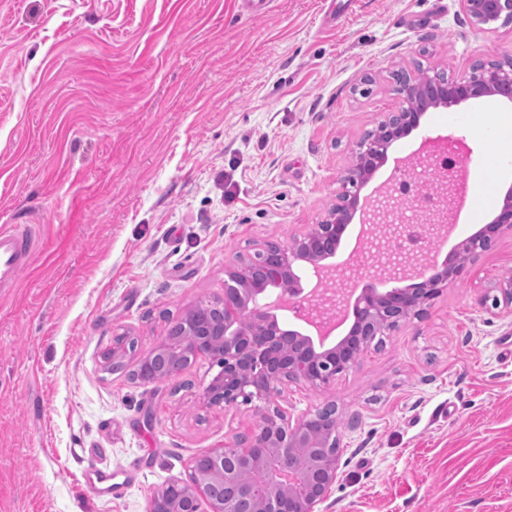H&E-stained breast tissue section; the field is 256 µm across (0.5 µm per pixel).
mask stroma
Returning <instances> with one entry per match:
<instances>
[{"instance_id":"35a3bbf8","label":"stroma","mask_w":512,"mask_h":512,"mask_svg":"<svg viewBox=\"0 0 512 512\" xmlns=\"http://www.w3.org/2000/svg\"><path fill=\"white\" fill-rule=\"evenodd\" d=\"M0 0V225L37 235L0 288V512H147L191 459L248 433L258 402L201 394L200 356L161 382L110 372L127 332L148 350L224 266L284 243L336 201L350 153L398 102L392 75L512 62V24L460 0ZM483 97L430 109L393 143L506 148L466 123ZM512 229L425 312L323 389L276 399L296 421L335 403L340 476L318 512H512ZM114 474L87 486L88 461Z\"/></svg>"}]
</instances>
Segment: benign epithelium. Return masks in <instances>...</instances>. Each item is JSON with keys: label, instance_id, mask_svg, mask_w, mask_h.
I'll return each mask as SVG.
<instances>
[{"label": "benign epithelium", "instance_id": "benign-epithelium-1", "mask_svg": "<svg viewBox=\"0 0 512 512\" xmlns=\"http://www.w3.org/2000/svg\"><path fill=\"white\" fill-rule=\"evenodd\" d=\"M462 9L480 29L502 21L512 23V0H460ZM399 107L378 123L385 140H362L352 153L347 175L341 179L336 202L324 219L288 242L263 252L270 258L257 264L237 260L224 266V296L198 302L179 326L184 344L178 347L180 361L170 377L200 355H210L220 371L203 388L202 400L209 407L230 408L255 399L264 403L259 421L249 438L210 448L195 456L189 479H172L152 498L149 512H192L170 502L179 493L190 501L205 499L212 512H315L336 483L339 456L336 436L314 435L310 425L317 414L295 423L275 405L281 386L300 383L320 389L336 375L352 369L370 346L368 337L391 330L422 314L439 296L447 282L459 276L476 249L488 248L505 228H512V189L508 190L498 215L483 229L461 241L444 265L421 275L414 265L393 276L375 272L379 286L371 287L354 303L344 300L336 324L326 326L302 313L326 281L344 275V270L323 260L331 256L357 212L371 222L376 200L360 201L359 188L387 161L392 143L409 134L422 117L419 99L432 105H451L487 94L512 101V66L481 63L454 79L398 77ZM313 267L314 287L303 293L297 269ZM415 280L411 285L404 284ZM492 297V307L512 306V278L503 279ZM289 311L316 337L304 336L278 325L275 311ZM354 322L336 345L324 346L336 327L349 318ZM163 341L140 354L136 364L141 380L154 379L152 361L166 348Z\"/></svg>", "mask_w": 512, "mask_h": 512}]
</instances>
